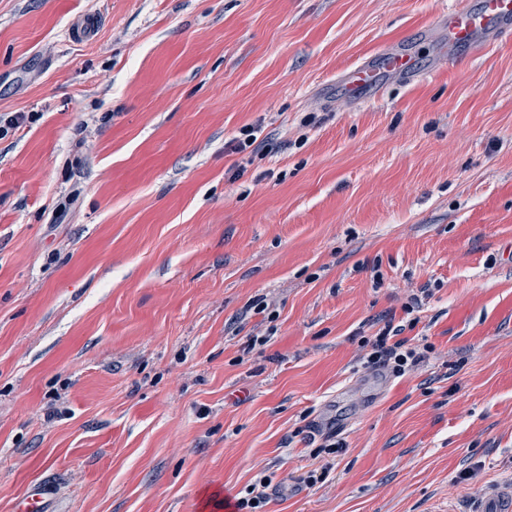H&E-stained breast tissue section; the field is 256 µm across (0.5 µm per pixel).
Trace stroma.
<instances>
[{
	"label": "stroma",
	"instance_id": "35a3bbf8",
	"mask_svg": "<svg viewBox=\"0 0 512 512\" xmlns=\"http://www.w3.org/2000/svg\"><path fill=\"white\" fill-rule=\"evenodd\" d=\"M465 4L0 0V512L512 489V43L440 58ZM407 43L415 77L344 98ZM388 324L401 376L363 365ZM415 59L412 49H382L341 72L343 91L349 98L356 99L378 90L388 74L413 75ZM269 487V481L265 477L260 478L259 481L251 488L249 494L252 496L249 498L239 499L237 502V508L240 510L250 509L248 512H257L256 509H260L264 506L267 500V488Z\"/></svg>",
	"mask_w": 512,
	"mask_h": 512
}]
</instances>
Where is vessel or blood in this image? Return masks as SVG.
<instances>
[{
    "mask_svg": "<svg viewBox=\"0 0 512 512\" xmlns=\"http://www.w3.org/2000/svg\"><path fill=\"white\" fill-rule=\"evenodd\" d=\"M431 26L445 29L448 41L442 53L449 60H456L462 51L478 56L493 43L512 41V0H482L479 9H455L433 20ZM415 69L414 51L385 48L344 70L340 81L346 96L356 99L378 90L387 75H411Z\"/></svg>",
    "mask_w": 512,
    "mask_h": 512,
    "instance_id": "obj_1",
    "label": "vessel or blood"
}]
</instances>
